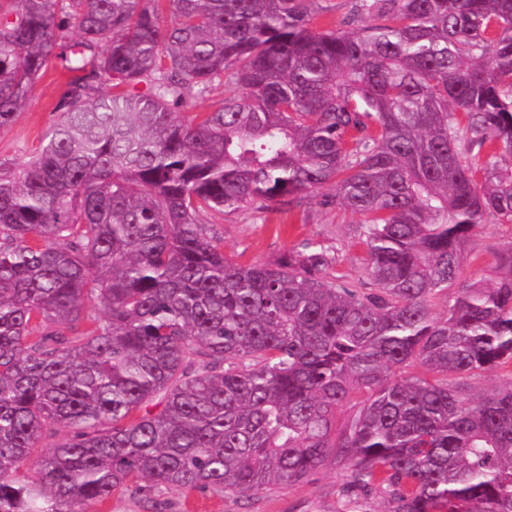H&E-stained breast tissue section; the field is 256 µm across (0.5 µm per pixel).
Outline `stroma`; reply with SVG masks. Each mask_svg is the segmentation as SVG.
Wrapping results in <instances>:
<instances>
[{
  "mask_svg": "<svg viewBox=\"0 0 512 512\" xmlns=\"http://www.w3.org/2000/svg\"><path fill=\"white\" fill-rule=\"evenodd\" d=\"M68 80L67 73L49 65L34 88L33 99L17 120L0 130V158H13L37 148L57 121L56 105ZM330 189L307 197L297 208L284 204H254L234 213L211 212L202 218L212 225L226 256L244 263H272L302 241L329 251L334 263L330 278L370 290L366 277V249L361 216L327 204ZM512 241V223L488 217L466 241L459 282L492 276L495 254ZM346 471L328 464L310 482L281 486L247 497L219 493L182 492L158 488L149 496L114 493L104 505H88V512H338Z\"/></svg>",
  "mask_w": 512,
  "mask_h": 512,
  "instance_id": "obj_1",
  "label": "stroma"
}]
</instances>
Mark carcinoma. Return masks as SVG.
Here are the masks:
<instances>
[{"label":"carcinoma","instance_id":"1","mask_svg":"<svg viewBox=\"0 0 512 512\" xmlns=\"http://www.w3.org/2000/svg\"><path fill=\"white\" fill-rule=\"evenodd\" d=\"M352 2L375 23L0 0V130L48 64L72 74L41 145L0 159V512L244 497L330 462L340 512H512V384H461L512 365V241L497 281L457 280L486 217L512 222V0ZM217 83L238 94L177 116ZM325 187L364 217L372 292L311 242L240 264L199 223Z\"/></svg>","mask_w":512,"mask_h":512}]
</instances>
